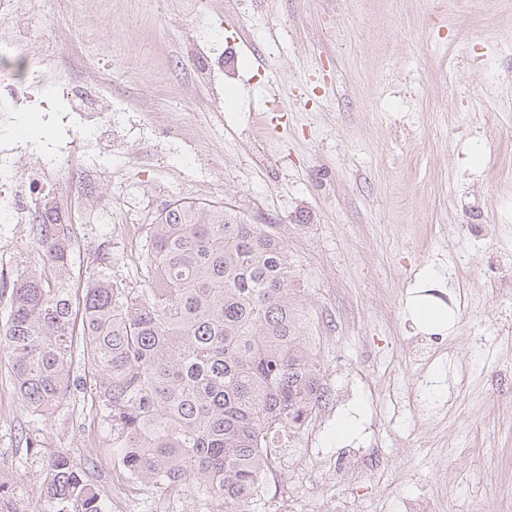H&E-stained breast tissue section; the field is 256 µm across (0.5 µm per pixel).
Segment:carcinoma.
<instances>
[{"label":"carcinoma","mask_w":512,"mask_h":512,"mask_svg":"<svg viewBox=\"0 0 512 512\" xmlns=\"http://www.w3.org/2000/svg\"><path fill=\"white\" fill-rule=\"evenodd\" d=\"M44 267L13 282L0 348L25 409L53 414L79 391L112 436V467L170 499L192 491L222 512H254L268 472L326 401L288 248L276 224H249L218 202L173 201L150 224L146 287L112 278L99 252L80 293L61 273L72 241L38 225ZM88 367L71 370L75 329ZM0 512H108L84 459L49 454L38 501Z\"/></svg>","instance_id":"cac0c4a2"}]
</instances>
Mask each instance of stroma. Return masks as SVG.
Wrapping results in <instances>:
<instances>
[{
    "label": "stroma",
    "mask_w": 512,
    "mask_h": 512,
    "mask_svg": "<svg viewBox=\"0 0 512 512\" xmlns=\"http://www.w3.org/2000/svg\"><path fill=\"white\" fill-rule=\"evenodd\" d=\"M28 25L39 50L71 43L79 82L112 101L97 136L76 116L20 128L19 166L52 143L112 172L111 221L71 230L81 267L106 246L113 277L143 287L149 225L176 199L288 238L328 400L283 451L300 480L257 512H401L426 494L512 512V407L495 400L512 389V0H51ZM271 86L284 111L257 107ZM42 268L29 225L0 235V286ZM417 296L448 308L446 331L414 324ZM344 416L353 433L328 439ZM29 434L93 461L114 499L106 425L78 394L29 415L0 350V479L22 507L47 476ZM351 448L388 472L345 470ZM119 512L201 510L134 488Z\"/></svg>",
    "instance_id": "35a3bbf8"
}]
</instances>
